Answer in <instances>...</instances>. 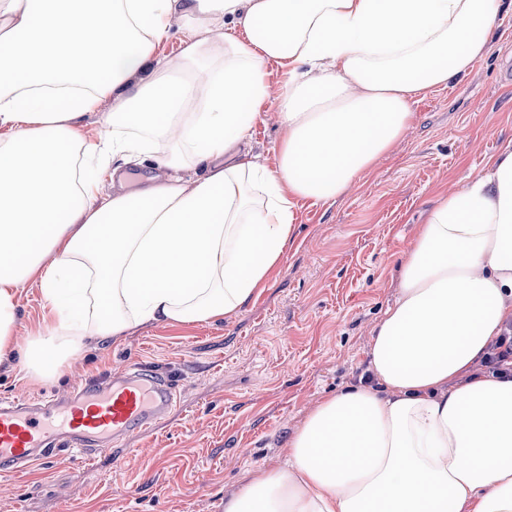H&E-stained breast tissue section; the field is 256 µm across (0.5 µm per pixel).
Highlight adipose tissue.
<instances>
[{
  "label": "adipose tissue",
  "instance_id": "ef3b65f1",
  "mask_svg": "<svg viewBox=\"0 0 512 512\" xmlns=\"http://www.w3.org/2000/svg\"><path fill=\"white\" fill-rule=\"evenodd\" d=\"M512 0H0V366L46 375L149 323L215 324L275 279L295 210L334 200L484 57ZM181 50L162 55L173 20ZM277 104V164L250 149ZM111 100L110 129L80 120ZM152 155L139 189L113 170ZM109 172L111 190L100 173ZM39 285L44 330L18 338ZM512 147L438 192L372 330L370 382L323 398L223 512H512ZM508 333L500 336L490 347V353L482 362L484 366L492 370V372L507 374L512 372V364L505 367L507 363L512 362V324L508 326Z\"/></svg>",
  "mask_w": 512,
  "mask_h": 512
}]
</instances>
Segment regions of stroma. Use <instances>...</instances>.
Returning <instances> with one entry per match:
<instances>
[{
    "mask_svg": "<svg viewBox=\"0 0 512 512\" xmlns=\"http://www.w3.org/2000/svg\"><path fill=\"white\" fill-rule=\"evenodd\" d=\"M412 134L342 198L307 200L280 270L215 325L147 324L88 348L41 382L0 369V397L66 394L136 361L179 389L167 420L88 463L61 452L0 474V512H222L248 472L322 398L359 383L371 331L394 301L399 254L448 182L467 184L512 146V15L460 83L428 90Z\"/></svg>",
    "mask_w": 512,
    "mask_h": 512,
    "instance_id": "obj_1",
    "label": "stroma"
}]
</instances>
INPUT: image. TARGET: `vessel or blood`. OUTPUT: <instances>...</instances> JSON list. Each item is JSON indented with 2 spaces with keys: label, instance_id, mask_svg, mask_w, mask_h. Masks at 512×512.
Masks as SVG:
<instances>
[{
  "label": "vessel or blood",
  "instance_id": "vessel-or-blood-1",
  "mask_svg": "<svg viewBox=\"0 0 512 512\" xmlns=\"http://www.w3.org/2000/svg\"><path fill=\"white\" fill-rule=\"evenodd\" d=\"M167 380L132 362L106 379L77 382L62 399L0 400V473H22L69 450L84 460L154 428L175 404Z\"/></svg>",
  "mask_w": 512,
  "mask_h": 512
}]
</instances>
